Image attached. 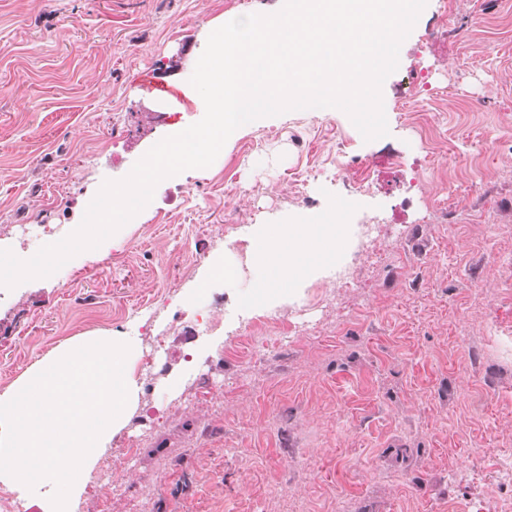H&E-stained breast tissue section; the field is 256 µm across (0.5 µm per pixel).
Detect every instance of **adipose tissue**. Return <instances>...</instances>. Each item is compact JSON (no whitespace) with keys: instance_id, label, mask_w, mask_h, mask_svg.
<instances>
[{"instance_id":"ef3b65f1","label":"adipose tissue","mask_w":512,"mask_h":512,"mask_svg":"<svg viewBox=\"0 0 512 512\" xmlns=\"http://www.w3.org/2000/svg\"><path fill=\"white\" fill-rule=\"evenodd\" d=\"M335 221V213L325 212L312 223L269 224L255 233L252 250L259 266L249 305L264 307L290 295L314 269L324 266L336 250Z\"/></svg>"}]
</instances>
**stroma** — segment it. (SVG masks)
Returning <instances> with one entry per match:
<instances>
[{"label": "stroma", "instance_id": "1", "mask_svg": "<svg viewBox=\"0 0 512 512\" xmlns=\"http://www.w3.org/2000/svg\"><path fill=\"white\" fill-rule=\"evenodd\" d=\"M281 7L0 0V249L32 257V224L74 231L154 145L158 111L202 119L189 79L208 28ZM441 11L428 0L382 86L387 136L364 141L341 111L266 118L211 166L163 179L109 250L0 291V393L59 346L111 333L135 340L139 385L141 325L166 339L165 371L112 437L140 455L102 454L74 512H512V0H452L443 25ZM419 60L430 90L394 111ZM390 153L420 173L413 203ZM358 160L372 170L359 193L338 175ZM339 202L384 226L378 262L336 253L359 287L316 274L243 310L254 261L226 233L245 241ZM219 260L234 279L196 292ZM203 314L214 330L191 336ZM261 315L296 334L236 353Z\"/></svg>", "mask_w": 512, "mask_h": 512}]
</instances>
